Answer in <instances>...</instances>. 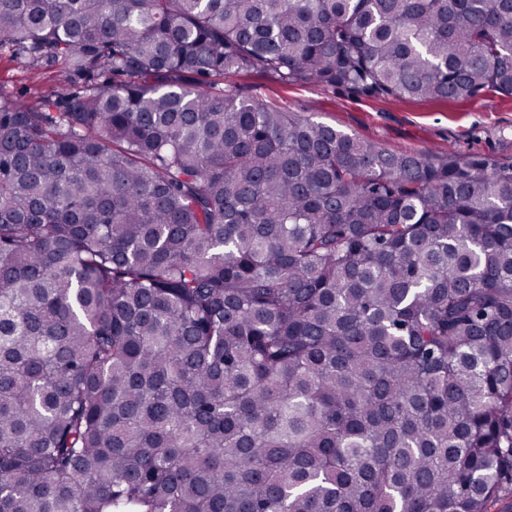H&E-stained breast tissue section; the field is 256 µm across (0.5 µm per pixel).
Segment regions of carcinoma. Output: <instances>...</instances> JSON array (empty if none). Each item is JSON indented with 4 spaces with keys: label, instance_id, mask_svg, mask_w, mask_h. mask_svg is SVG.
I'll list each match as a JSON object with an SVG mask.
<instances>
[{
    "label": "carcinoma",
    "instance_id": "carcinoma-1",
    "mask_svg": "<svg viewBox=\"0 0 512 512\" xmlns=\"http://www.w3.org/2000/svg\"><path fill=\"white\" fill-rule=\"evenodd\" d=\"M0 512H489L512 164L241 95L512 96V0H0ZM11 51L0 50V86L7 92L34 104L43 94L71 88L69 77L59 66L49 70L33 69L20 63L18 55H12Z\"/></svg>",
    "mask_w": 512,
    "mask_h": 512
}]
</instances>
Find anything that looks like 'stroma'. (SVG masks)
Returning <instances> with one entry per match:
<instances>
[{
	"label": "stroma",
	"mask_w": 512,
	"mask_h": 512,
	"mask_svg": "<svg viewBox=\"0 0 512 512\" xmlns=\"http://www.w3.org/2000/svg\"><path fill=\"white\" fill-rule=\"evenodd\" d=\"M230 85L287 112L375 143L395 152L426 156L454 151L512 163V97L484 93L468 101L402 100L357 95L315 84L286 85L259 70L231 77ZM62 68L33 69L11 50H0V88L39 102L69 89Z\"/></svg>",
	"instance_id": "stroma-1"
}]
</instances>
